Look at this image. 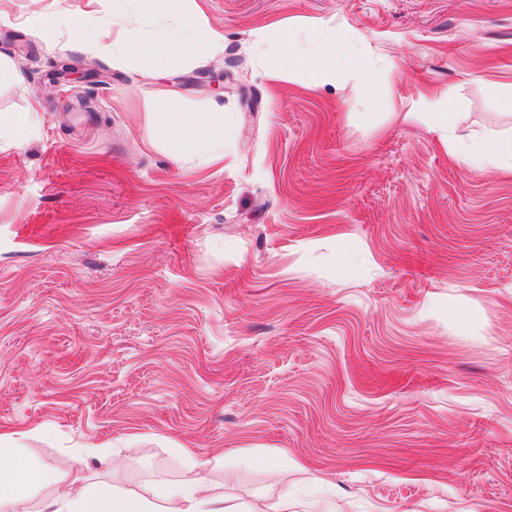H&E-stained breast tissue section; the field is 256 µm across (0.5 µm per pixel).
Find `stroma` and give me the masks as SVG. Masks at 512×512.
Segmentation results:
<instances>
[{
  "label": "stroma",
  "instance_id": "obj_1",
  "mask_svg": "<svg viewBox=\"0 0 512 512\" xmlns=\"http://www.w3.org/2000/svg\"><path fill=\"white\" fill-rule=\"evenodd\" d=\"M86 4L0 0V115L38 105L0 139V432L136 492L187 446L264 512H512V178L409 114L426 87L460 135H512V0H183L222 56L51 84L89 59L32 18ZM311 20L373 77L269 80ZM161 100L220 107L223 158L171 156ZM31 129V119L29 116L16 118L10 115L0 116V138H9L13 140L24 139Z\"/></svg>",
  "mask_w": 512,
  "mask_h": 512
}]
</instances>
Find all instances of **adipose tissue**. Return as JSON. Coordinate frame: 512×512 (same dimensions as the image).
I'll use <instances>...</instances> for the list:
<instances>
[{
	"instance_id": "obj_1",
	"label": "adipose tissue",
	"mask_w": 512,
	"mask_h": 512,
	"mask_svg": "<svg viewBox=\"0 0 512 512\" xmlns=\"http://www.w3.org/2000/svg\"><path fill=\"white\" fill-rule=\"evenodd\" d=\"M184 28L196 38L193 45L160 29L151 38L131 34L120 42L123 52L135 56L142 68L152 71L173 70L183 65L187 52L209 57L224 47V34L213 27L199 10L180 13ZM44 35L67 29L81 51L107 50L102 21L97 10L89 8L70 15H44L40 18ZM352 72L368 70V58L343 34H335L324 45H311L289 53L271 65L272 79L284 75H304L314 84L329 78L337 67ZM415 117L437 134L451 160L472 163L500 174H512V137L476 133L461 137L453 113L440 111L432 95L422 92L412 102ZM158 134L167 150L182 157L207 149L215 157L224 155V124L215 112H174L166 101L156 105ZM29 467L21 449L15 448L9 433L0 434V512H27L25 504L34 486L45 485L50 493L40 512H238L236 504L218 490L201 472L189 471L174 485H158L148 494L132 495L122 491L80 484L78 479L60 471L38 472L28 480Z\"/></svg>"
}]
</instances>
